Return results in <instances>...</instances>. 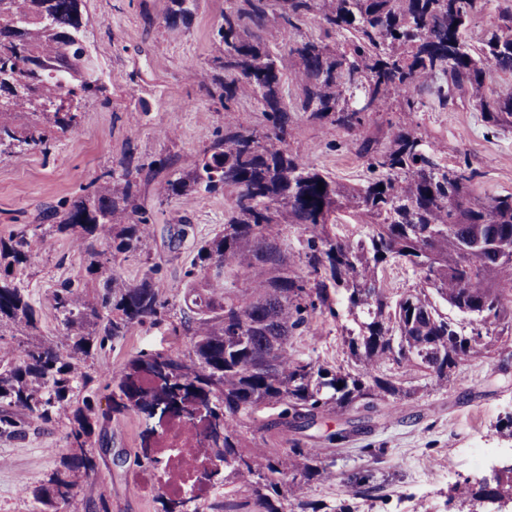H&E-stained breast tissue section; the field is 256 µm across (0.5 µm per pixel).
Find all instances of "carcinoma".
Segmentation results:
<instances>
[{"label": "carcinoma", "instance_id": "1", "mask_svg": "<svg viewBox=\"0 0 512 512\" xmlns=\"http://www.w3.org/2000/svg\"><path fill=\"white\" fill-rule=\"evenodd\" d=\"M86 0H0V158L22 151L51 152L56 135L76 129L80 112H58L53 102L76 91L102 89L85 45ZM218 28L214 68L224 103L250 97L266 124L245 127L229 118L224 136L203 159L173 170L159 156L148 177L169 174L157 188L168 199L201 189L235 194L224 228L200 242L186 272L183 328L191 350H141L122 370L109 400L114 413L143 408L149 399L182 394L213 417L208 448L227 477L252 490V512H282L280 475L299 469L306 482L336 476L315 448L288 433L313 426L326 411L370 410L378 400L417 392L378 374L389 362L412 365L437 382L460 363L488 350L489 336L512 337V194L473 200L476 172L450 168L416 132L398 129L389 143L365 137L359 153L378 174L367 185L347 188L288 150L290 117L283 79L294 70L300 84L296 109L333 127L355 130L364 114L388 110L398 96L403 108L424 106L432 86L442 105L469 89L486 118L512 127V90L492 101L481 93L487 73L512 72V4L500 8L503 24L480 45L465 32L490 0H226ZM168 21L185 24L198 0H171ZM273 11L282 40L310 19L322 35L307 37L281 53L266 36ZM143 167L107 172L100 189L64 205L53 232L76 243L83 272L52 291L62 328L58 342L42 331L23 275L47 241L42 225L0 237V337L24 328L19 353L0 348V436L25 433L24 418L70 421L74 452L34 499L70 512L75 501L69 473L95 471L85 449L105 414L97 399L103 376L94 357L128 336L136 325H157L170 306L155 266L134 281L115 267L116 255H139L151 235L140 202ZM324 190H318V183ZM352 208L373 226L356 242L333 234L332 216ZM288 224L304 227L295 262L284 247ZM392 261L408 264L418 278L391 296L379 277ZM103 291L89 293L91 281ZM437 296L456 310L440 311ZM345 303L355 327L344 328L353 367L329 368L293 351L295 331L310 328L315 314L338 317ZM158 376L157 387L143 386ZM263 413L257 431H279L288 455L258 467L245 450L238 420ZM355 495L370 497V476H348ZM458 502L512 498V469L492 480L455 488Z\"/></svg>", "mask_w": 512, "mask_h": 512}]
</instances>
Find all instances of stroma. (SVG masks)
Returning a JSON list of instances; mask_svg holds the SVG:
<instances>
[{
    "mask_svg": "<svg viewBox=\"0 0 512 512\" xmlns=\"http://www.w3.org/2000/svg\"><path fill=\"white\" fill-rule=\"evenodd\" d=\"M169 3L86 0L91 52L105 88L85 101L80 126L60 137L50 155L23 152L0 159V236L27 224L58 223L63 201L102 185L103 173L120 164L141 165L166 155L174 168L187 167L223 134L225 115L245 125L263 123L250 98L224 107L212 82L211 59L225 0H199L191 21L177 26L166 19ZM290 116L292 153L347 186H360L372 177L357 150V137L384 143L403 127L420 133L449 167L470 165L476 172L472 196L512 193V128L488 122L471 96L445 107L429 95L420 112H372L356 133L295 110ZM159 127L170 130L171 139H159ZM234 200L233 193L219 189L163 201L154 185H147L144 204L153 236L144 255L118 259V272L132 282L146 264L156 265L166 296L181 297L198 243L222 229ZM81 269L80 254L60 234L49 238L27 267L26 281L45 338L60 334L53 289ZM182 320L176 306L162 325L134 327L122 344L97 354L96 370L117 377L140 350H190L192 338L182 330ZM351 323L344 313L336 319L316 317L309 331L292 337V345L320 363L346 365L342 328ZM382 372L418 386V394L378 403L366 412L330 411L313 427L296 432L301 446L320 449L337 474L331 481L302 485V495L319 512H339L346 505L354 512H457L452 488L479 482L512 456V440L498 431L512 419V340H499L491 353L471 358L441 384H422L413 367L386 364ZM99 409L107 418L94 438L95 473L76 478L78 512H89L102 499L109 512H163L164 494L159 484H147L144 474L164 425L149 427L139 410L110 414L104 391ZM68 429L65 418L49 425L31 418L25 436H0V512H37V503L23 487L40 485L59 467L69 453ZM340 429L348 430V438L329 441V434ZM355 469L370 474L377 487L371 498L354 496L347 476Z\"/></svg>",
    "mask_w": 512,
    "mask_h": 512,
    "instance_id": "35a3bbf8",
    "label": "stroma"
}]
</instances>
